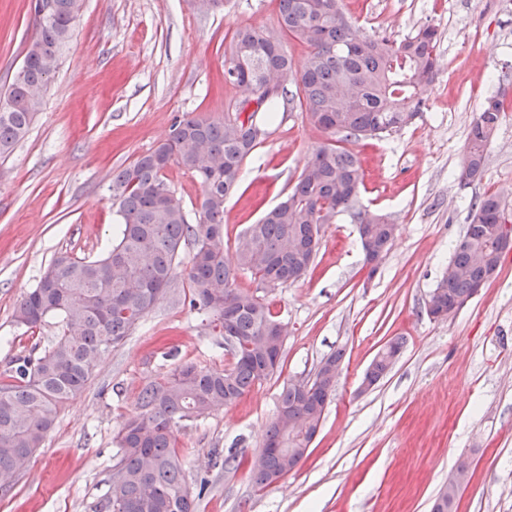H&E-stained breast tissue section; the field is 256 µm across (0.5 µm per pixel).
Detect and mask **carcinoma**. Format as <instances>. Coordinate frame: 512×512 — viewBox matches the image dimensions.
Segmentation results:
<instances>
[{
	"label": "carcinoma",
	"mask_w": 512,
	"mask_h": 512,
	"mask_svg": "<svg viewBox=\"0 0 512 512\" xmlns=\"http://www.w3.org/2000/svg\"><path fill=\"white\" fill-rule=\"evenodd\" d=\"M55 2L49 20L35 4V36L0 97V156L27 135L59 53L73 37L83 0ZM278 23L286 37L309 49L301 69H294L281 41L245 27L235 31L224 55V79L251 91L267 76L282 81L261 111H273L281 100L296 102L327 141L315 149L286 199L239 235L234 267L224 254V203L239 185L244 160L260 143L258 112L245 113L241 101L219 119L179 118L167 140L112 175V199L122 218L112 247L92 260L57 256L15 307L17 324L34 329L54 318L59 335L44 351L15 357L5 371L0 494L9 493L13 478L43 446L60 407L84 392L97 363L125 342L172 287L177 257L188 242L194 249L184 301L219 335L231 325L233 339L224 342L231 343L234 361L221 370L184 362L142 387L135 413L117 434L116 462L94 512H197L209 480L189 489L178 448L182 423L236 404L270 376L264 372L267 359L282 356L272 333L276 316L265 296L238 286L237 271L250 272L265 289L299 281L309 258L296 249V239L319 247L322 225L344 213L354 222L375 220L382 255L390 250L394 236L386 229L387 217L357 207L363 171L343 144L400 129L424 110L438 67L437 30L424 25L400 42L368 34L345 17L341 0H279ZM290 83L296 86L292 95ZM504 109L502 99L491 97L470 126L464 146L470 181L482 179ZM173 165L202 187L195 224L167 182ZM470 217L475 227L456 244L451 273L436 284L443 307L469 294L473 281L501 262L495 225L511 224L512 212L489 194L472 203ZM335 392L336 378L324 371L310 384L282 387L276 410L288 413V421L274 418L267 428L266 455L249 468L256 487L272 485L275 476L288 475L309 456L304 451L309 437L287 423L322 419Z\"/></svg>",
	"instance_id": "cac0c4a2"
}]
</instances>
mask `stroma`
<instances>
[{"mask_svg":"<svg viewBox=\"0 0 512 512\" xmlns=\"http://www.w3.org/2000/svg\"><path fill=\"white\" fill-rule=\"evenodd\" d=\"M31 0H0V87L35 34ZM353 24L399 41L438 32V71L427 106L410 125L348 143L365 171L360 208L398 226L367 277L355 224L324 225L307 276L267 292L287 337L281 365L236 405L187 422L178 439L188 480L211 493L198 512H430L459 457L473 475L456 512H512V254L466 307L438 322L428 293L470 222V206L497 194L512 208V111L503 114L480 181L463 182V145L484 99L512 100V11L499 0H342ZM281 37L278 0H224L202 14L192 0H84L43 105L26 137L0 158V371L17 354L43 351L54 321L27 330L13 311L53 259L101 256L120 217L109 186L172 132L176 117H221L244 97L224 81L236 29ZM265 137L242 165L224 205V241L282 201L326 136L288 104L264 118ZM186 272L126 339L96 366L86 390L60 410L53 431L0 512H91L106 489L113 439L141 387L178 359L221 369L232 356L217 332L182 303ZM403 352L370 392L361 377L393 338ZM342 352L336 392L310 456L279 483L258 489L246 468L212 466V449L260 448L284 383L313 377Z\"/></svg>","mask_w":512,"mask_h":512,"instance_id":"stroma-1","label":"stroma"}]
</instances>
